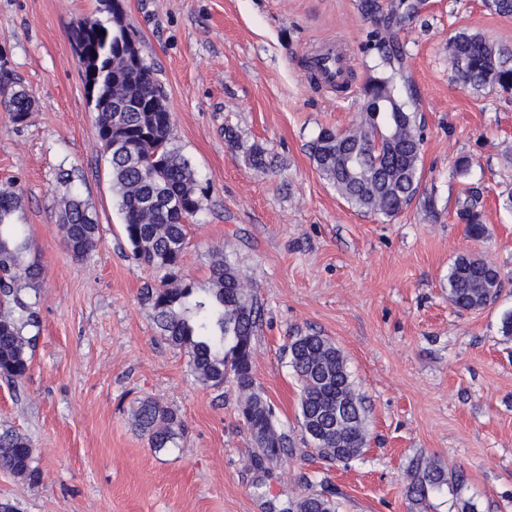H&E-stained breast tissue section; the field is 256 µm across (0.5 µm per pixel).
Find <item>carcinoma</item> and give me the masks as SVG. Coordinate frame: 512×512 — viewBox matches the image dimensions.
I'll return each mask as SVG.
<instances>
[{
  "instance_id": "cac0c4a2",
  "label": "carcinoma",
  "mask_w": 512,
  "mask_h": 512,
  "mask_svg": "<svg viewBox=\"0 0 512 512\" xmlns=\"http://www.w3.org/2000/svg\"><path fill=\"white\" fill-rule=\"evenodd\" d=\"M421 0H399L395 10L379 17L377 0H363L361 9L373 20L368 49L378 51L390 73L369 76L359 89V117L347 130L323 128L311 144L316 169L353 208L394 217L409 207L420 190L422 145L417 112L410 109L395 83V63L402 57L401 26L415 19ZM84 39L98 55L104 76L116 74L106 85L108 107L97 113V136L108 157L112 185L123 234L131 258L165 271L155 288L145 289L144 302L160 338L185 351L190 372L201 385L224 388L232 379L239 393L238 412L248 427L257 452L258 472L288 454V434L279 429L273 412L253 376L254 340L260 305L235 266L215 251L210 265V287L198 293L179 276L186 246V222L203 209L204 194L195 172L173 143V124L166 95L146 62L130 67L122 57L112 19H85L73 40ZM454 79L464 89L498 87L512 92V50L476 33L459 32L448 42ZM0 104L13 121H27L32 101L23 90L0 89ZM125 139L124 152L112 149V126ZM245 161L263 170L268 159L256 145L244 148ZM21 206V194L9 182L0 190V378L23 380L30 369L38 315L30 292L40 288L43 267L36 260L25 225L12 223ZM458 220L473 238L485 236L478 202L464 201ZM63 241L77 259L94 250L99 224L76 193L64 198L60 216ZM502 288L497 267L484 258L459 255L448 269V300L459 311H475L495 301ZM289 363L301 384L299 422L318 454L348 464L363 453L365 408L355 392L342 351L324 336H295L288 344ZM136 429L156 452L177 446L185 430L179 414L151 399L133 412ZM27 437L5 429L0 432V468L36 486L40 472ZM448 485V471L419 458L410 474L408 493L422 505L432 492ZM278 512H336L332 498L312 494Z\"/></svg>"
}]
</instances>
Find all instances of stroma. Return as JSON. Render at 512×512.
Returning a JSON list of instances; mask_svg holds the SVG:
<instances>
[{"instance_id": "35a3bbf8", "label": "stroma", "mask_w": 512, "mask_h": 512, "mask_svg": "<svg viewBox=\"0 0 512 512\" xmlns=\"http://www.w3.org/2000/svg\"><path fill=\"white\" fill-rule=\"evenodd\" d=\"M124 9L205 194L180 275L209 288L220 249L246 277L261 305L254 376L293 452L256 473L236 389L195 381L142 300L162 274L131 257L72 41L77 21L106 18L103 0H0V83L34 99L21 126L0 109V188L19 186L13 221L26 225L45 271L30 370L17 385L0 380V430L30 439L41 480L0 469V501L17 512H268L330 491L338 512H456L459 498L512 512V338L501 333L512 311V210L502 206L512 193V95L462 89L448 56L463 30L512 48V17L485 0H426L402 32L397 83L412 88L423 126V178L389 219L351 208L309 156L321 129L356 120L359 88L382 68L363 49L372 23L359 0H124ZM329 40L352 69L344 92L307 70ZM228 128L264 148L272 169L248 166ZM464 156L471 167L460 175ZM71 189L99 225L97 248L80 260L60 228ZM470 195L488 228L480 239L456 217ZM461 254L500 270L501 292L484 309L448 300ZM308 333L342 349L364 401L366 447L346 465L318 456L298 423L285 347ZM147 397L184 419L178 447L154 452L135 430L132 411ZM420 455L462 478L425 511L407 493Z\"/></svg>"}]
</instances>
